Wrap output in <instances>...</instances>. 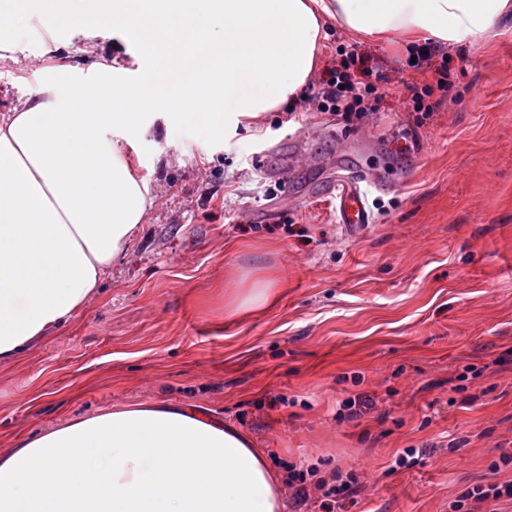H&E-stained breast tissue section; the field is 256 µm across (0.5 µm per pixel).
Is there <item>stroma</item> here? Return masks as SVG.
Segmentation results:
<instances>
[{
  "label": "stroma",
  "mask_w": 512,
  "mask_h": 512,
  "mask_svg": "<svg viewBox=\"0 0 512 512\" xmlns=\"http://www.w3.org/2000/svg\"><path fill=\"white\" fill-rule=\"evenodd\" d=\"M0 59V114L45 77L152 66L126 36L24 19ZM313 78L353 53L387 94L369 124L345 127L289 98L250 117L148 113L127 153L154 204L96 295L65 326L0 365V448L115 406L184 404L246 432L280 462L354 470L343 512H453L512 447V18L468 46L436 49L450 99L418 120L411 45L328 24ZM369 136L356 165L375 174L374 222H336L343 140ZM309 163L293 166L297 154ZM410 177L399 182L398 167ZM280 293L231 314L255 282ZM481 377L461 381L465 366ZM370 399L338 421L348 397ZM422 450L409 468L405 449Z\"/></svg>",
  "instance_id": "35a3bbf8"
}]
</instances>
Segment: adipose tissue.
<instances>
[{
  "label": "adipose tissue",
  "mask_w": 512,
  "mask_h": 512,
  "mask_svg": "<svg viewBox=\"0 0 512 512\" xmlns=\"http://www.w3.org/2000/svg\"><path fill=\"white\" fill-rule=\"evenodd\" d=\"M32 15L139 30L156 65L133 83L51 79L0 116V363L67 324L126 253L152 198L120 143L146 112H268L304 86L326 22L471 45L512 0H12L0 24ZM285 508L264 451L192 408L114 407L0 450V512Z\"/></svg>",
  "instance_id": "obj_1"
}]
</instances>
